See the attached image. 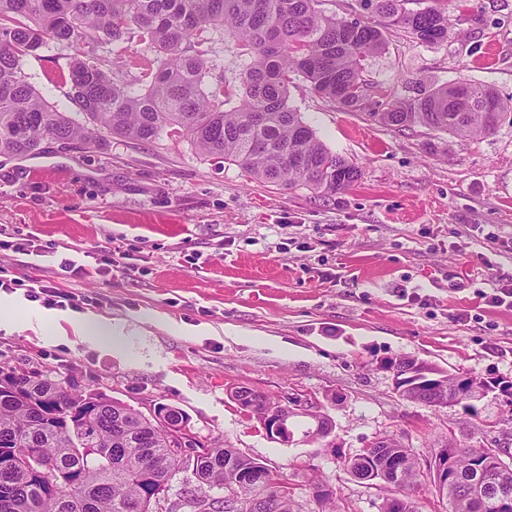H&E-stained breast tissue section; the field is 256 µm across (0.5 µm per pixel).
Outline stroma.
<instances>
[{"instance_id": "35a3bbf8", "label": "stroma", "mask_w": 512, "mask_h": 512, "mask_svg": "<svg viewBox=\"0 0 512 512\" xmlns=\"http://www.w3.org/2000/svg\"><path fill=\"white\" fill-rule=\"evenodd\" d=\"M368 61L365 109L350 112L294 77L289 104L359 179L320 196L283 188L208 157L184 136L141 143L100 134L0 155V238L57 244L56 254L0 250V275L89 297L76 318L111 319L120 346L28 319L0 327V366L47 370L143 414L164 403L215 441L279 470L299 512H314L311 481L333 488L337 512H379L381 483L351 477L344 458L392 434L420 454L483 436L462 406L403 399L387 360L408 356L488 381L512 382V308L485 293L512 280V112L466 139L371 120L386 96L418 98L454 82L512 96V0L451 11L446 41L389 30ZM71 49L49 41L23 61L58 111L74 112ZM114 77L137 82L159 56L138 40L101 48ZM243 61L227 33L209 55V82L241 91ZM82 260L75 277L62 257ZM117 268H110V261ZM239 387L312 399L335 428L319 442L295 428L270 439L231 397ZM341 401H332V394Z\"/></svg>"}]
</instances>
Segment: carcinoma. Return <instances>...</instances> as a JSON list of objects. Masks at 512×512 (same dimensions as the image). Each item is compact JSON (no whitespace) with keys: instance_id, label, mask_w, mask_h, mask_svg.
Instances as JSON below:
<instances>
[{"instance_id":"cac0c4a2","label":"carcinoma","mask_w":512,"mask_h":512,"mask_svg":"<svg viewBox=\"0 0 512 512\" xmlns=\"http://www.w3.org/2000/svg\"><path fill=\"white\" fill-rule=\"evenodd\" d=\"M319 0H0V154L31 155L44 142L94 141L102 130L135 141H150L166 132L188 137L196 149L237 165L252 178L288 189L303 185L332 195L357 181L359 171L329 150L289 104L291 75L300 74L311 88L350 109L366 103L367 60L385 46L384 31L402 29L423 43L448 38V8L439 0L408 10L405 0H364L365 9L381 18L374 24L346 21L318 9ZM211 30L228 32L244 57L238 105L226 110L217 101L221 89L204 90ZM163 56L146 85L113 79L92 48L120 44L131 35ZM75 48L70 57L72 101L86 118L80 122L60 112L34 88L21 61L48 41ZM370 116L379 124L404 130L415 126L466 138L490 133L509 109L492 88L453 83L426 95L379 104ZM448 376V392L436 394L413 386L400 396L431 407L464 404L473 418L477 407L458 395L459 374L438 365ZM464 378L487 391L512 397V383ZM242 407L258 419L277 401L249 388L235 392ZM307 420L303 437H328L333 422L301 413L288 414V426ZM455 463L464 474L478 470L487 493L466 486L448 488V512H500L497 490L512 496V472L492 461V449L460 447L448 439ZM385 454L404 467L391 477L402 493L404 512H418L411 495L425 485L416 452L393 440ZM189 463L198 481L233 492L237 512H255L257 499H270L276 512H297L281 494L284 478L267 470V479L249 488L239 474L258 461L219 443L176 441L155 419L96 393L64 387L48 373L35 379L30 370L0 367V512H155L176 469ZM382 457L364 452L344 462L364 479ZM225 512L224 498L189 495L167 504L165 512Z\"/></svg>"}]
</instances>
